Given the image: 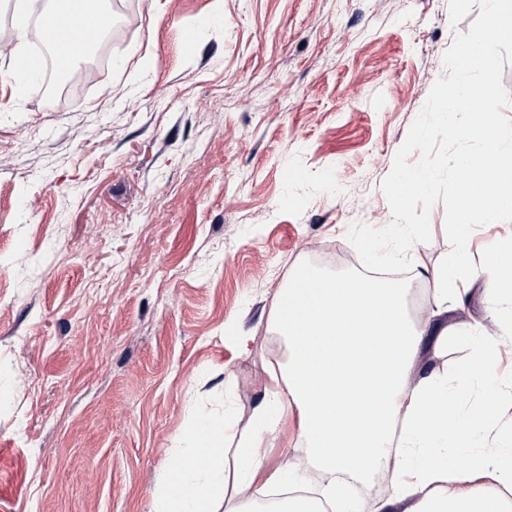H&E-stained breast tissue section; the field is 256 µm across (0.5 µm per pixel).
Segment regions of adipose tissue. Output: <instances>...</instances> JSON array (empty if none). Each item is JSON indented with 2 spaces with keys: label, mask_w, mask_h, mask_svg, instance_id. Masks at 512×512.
<instances>
[{
  "label": "adipose tissue",
  "mask_w": 512,
  "mask_h": 512,
  "mask_svg": "<svg viewBox=\"0 0 512 512\" xmlns=\"http://www.w3.org/2000/svg\"><path fill=\"white\" fill-rule=\"evenodd\" d=\"M512 41V0H487L483 30L466 46L469 65L484 82L477 95L448 92V109L480 101L494 111L495 49ZM481 133L487 167L458 187L456 257L425 277L433 311L424 323L408 313L409 289L394 280L329 275L308 267L293 273L276 294L271 318L288 346L286 362L270 368V384L248 435L227 420L199 414L187 429L169 476L155 495L153 512H246L256 482L292 488L269 512H512V448L486 452L489 405L465 410L473 391L504 381L496 345L473 329L454 330L448 314L464 304L474 274L467 263L468 224H499L512 217V152L503 133L485 120L458 128ZM458 342L469 361L447 373L421 359ZM296 414L309 464L324 479L320 498L296 493L287 468L263 471V450L279 421ZM387 477L381 499L351 506L336 475Z\"/></svg>",
  "instance_id": "obj_1"
}]
</instances>
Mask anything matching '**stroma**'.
Wrapping results in <instances>:
<instances>
[{
  "mask_svg": "<svg viewBox=\"0 0 512 512\" xmlns=\"http://www.w3.org/2000/svg\"><path fill=\"white\" fill-rule=\"evenodd\" d=\"M112 66L60 100L0 56V512H152L187 401L250 431L297 265L355 271L455 33L449 0H107ZM191 32L183 42L182 32ZM493 121L512 133V42ZM419 266L451 245L430 212ZM477 279L448 316L512 354ZM249 334L240 350L236 331ZM306 469L295 418L264 468Z\"/></svg>",
  "mask_w": 512,
  "mask_h": 512,
  "instance_id": "35a3bbf8",
  "label": "stroma"
}]
</instances>
